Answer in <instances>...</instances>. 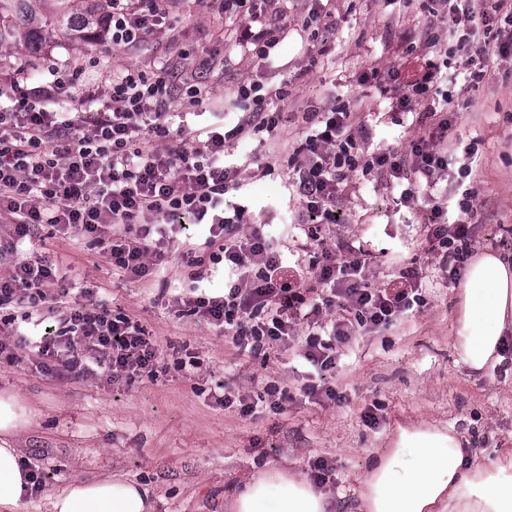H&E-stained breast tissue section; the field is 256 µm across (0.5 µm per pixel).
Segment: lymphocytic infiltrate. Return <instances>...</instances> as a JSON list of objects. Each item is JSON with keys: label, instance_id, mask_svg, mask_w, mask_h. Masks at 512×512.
<instances>
[{"label": "lymphocytic infiltrate", "instance_id": "lymphocytic-infiltrate-1", "mask_svg": "<svg viewBox=\"0 0 512 512\" xmlns=\"http://www.w3.org/2000/svg\"><path fill=\"white\" fill-rule=\"evenodd\" d=\"M448 27L468 33L480 21L497 15L512 19V0H445ZM165 0H112L102 37L124 46L147 32L167 26ZM442 73L426 60L416 80L405 84L397 99L400 108L425 103L424 114L437 124L409 143L406 154L389 151L371 163L386 169L405 184L404 199L432 195L448 166L447 112L451 99L438 95ZM71 73H55L53 80L24 84L11 79L10 104L0 105V255L15 261L0 275V313L21 310L32 332L15 330L0 336V360L15 362L25 350L41 358L43 371L59 376L88 374L94 369L111 375L156 380L157 347L137 321L108 308L63 306L54 293L68 269L19 252L35 227H80L108 254L113 267L131 280L155 277L166 262L167 225L181 232L204 224L211 260L223 263L228 285L223 295L191 299L194 313L231 330L238 345L259 350L287 343L298 323L311 328L305 361L317 375L335 368L339 346L360 330L393 324L418 303L416 273L378 287L366 277L369 253L346 243L340 254L314 252L307 268L290 266L274 251L263 225L254 223L241 206L225 213L226 194L241 170L224 162V146L267 133L273 150L303 158L292 183L302 200L304 224H340L336 206L338 186L354 170L362 127L358 113L347 109L305 112L304 134L284 138L280 112L269 109L260 86L243 85L241 100L252 113L225 131H207L185 141L173 125L177 108L202 104L206 85L195 83L177 94L166 72L152 75L132 68L113 82L102 108L85 113L88 135L76 137L74 123L54 106L63 97ZM471 220L454 226L434 225L430 250L439 267L459 275L471 255ZM61 305L54 321L42 314L45 304ZM335 317L322 321L323 312Z\"/></svg>", "mask_w": 512, "mask_h": 512}]
</instances>
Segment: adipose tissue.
<instances>
[{
  "label": "adipose tissue",
  "instance_id": "ef3b65f1",
  "mask_svg": "<svg viewBox=\"0 0 512 512\" xmlns=\"http://www.w3.org/2000/svg\"><path fill=\"white\" fill-rule=\"evenodd\" d=\"M459 360L482 373L502 360L512 337V254L482 250L470 258L456 296ZM20 449L0 445V512H20L28 473ZM346 512H512V473L485 463L455 431L418 423L399 428L359 478ZM229 512H333L336 496L306 474L268 468L228 486ZM148 490L120 476L72 483L49 498V512H154Z\"/></svg>",
  "mask_w": 512,
  "mask_h": 512
}]
</instances>
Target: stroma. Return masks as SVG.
Here are the masks:
<instances>
[{
	"instance_id": "35a3bbf8",
	"label": "stroma",
	"mask_w": 512,
	"mask_h": 512,
	"mask_svg": "<svg viewBox=\"0 0 512 512\" xmlns=\"http://www.w3.org/2000/svg\"><path fill=\"white\" fill-rule=\"evenodd\" d=\"M433 0H255L271 30L265 54L241 41L236 16L206 13L197 0H171L170 26L115 47L100 39L62 38L37 52L14 45L0 49V77L23 71L33 79L58 69L79 73L60 111L75 119L100 105L127 68H166L182 88L191 64L214 57L207 75L208 101L187 115L185 137L243 117L237 99L243 84L272 91L287 86L283 112L288 138L302 134L298 113L347 108L360 114L366 137L362 160L385 150L405 152L419 133L421 104L401 111L393 95H379L373 72L394 69L399 84L419 77L425 59L442 63L441 89L454 102L448 141L454 152L437 185L438 204L456 221L463 205L474 211L472 250L512 252V57L497 58L478 80L468 78V55L434 13ZM324 19L306 26L311 10ZM227 162L242 175L227 195L265 225L288 261L298 257L307 229L297 222L302 207L288 182L296 162L273 156L266 133L226 147ZM388 173L350 172L336 196L341 224H325L317 236L334 251L352 239L367 241L374 255L371 282L397 278L413 268L423 302L396 324L357 337L324 383L335 399L303 396L309 379L300 356L308 330L299 324L293 342L256 352L238 347L223 328L190 314L196 275L207 292H224V266L209 262L203 231H196L200 267L182 261L183 234H175L163 273L132 281L78 229H35L27 252L68 264L70 301L103 305L138 320L152 336L159 375L148 381L112 379L94 372L60 377L42 371L33 356L0 362V391L17 395L29 423L11 438L44 475L21 512H47L49 492L97 475L137 481L156 499V512H225L224 489L251 479L262 468L309 473L316 459L332 467L328 489L347 501L358 496L360 474L376 452L390 447L399 427L425 422L455 428L470 450L491 461L512 460V343L502 362L485 373L458 363L452 347L455 297L460 280L448 278L427 256L430 207L425 199L403 201ZM257 402L243 415L217 404L224 392Z\"/></svg>"
}]
</instances>
